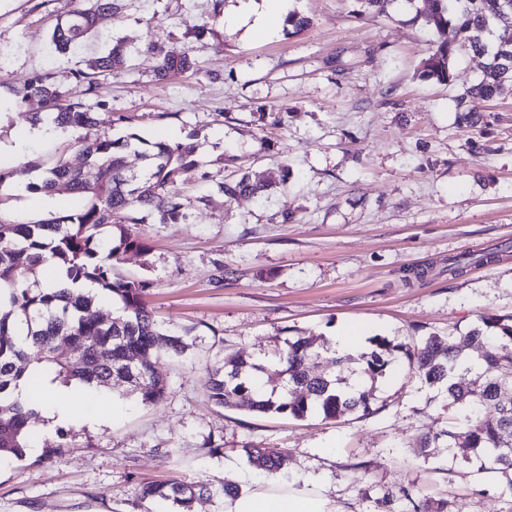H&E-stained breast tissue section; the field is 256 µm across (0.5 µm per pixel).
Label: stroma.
<instances>
[{"label": "stroma", "mask_w": 512, "mask_h": 512, "mask_svg": "<svg viewBox=\"0 0 512 512\" xmlns=\"http://www.w3.org/2000/svg\"><path fill=\"white\" fill-rule=\"evenodd\" d=\"M85 0H0V142L20 143L18 177L37 180L58 159L86 166L69 134L29 137L41 105L14 91L48 74L72 88L75 74L115 39L133 54L85 96L113 116L88 138L137 132L154 142L198 144L197 174L178 184L187 224H145L147 248L124 254L116 276L150 284L158 323L191 329L183 356L162 358L167 395L145 405L126 386L93 393L110 422L35 430L38 450L0 460V512H169L136 503L135 480L246 486L259 473L242 448L284 452L289 477H313L336 512H412L405 492L447 501L450 512H512L504 478L480 473L439 440L428 458L417 439L448 427L445 396L406 365L375 389L374 412L338 420L258 415L214 405L203 380L233 354L264 359L299 334L335 339L358 325L398 342L431 333L466 335L487 315L512 314V94L482 103L477 129L455 98L476 84L484 57L458 46L453 81L423 73L431 34L428 0L387 17L361 16L356 0H291L310 25L253 37L234 23L238 0H124L72 53L55 52L59 17ZM191 52L200 71L155 78L160 59ZM249 175L264 198L230 199L220 182ZM292 210L293 222L281 219ZM481 265L448 272L469 252ZM53 462L43 456L60 440Z\"/></svg>", "instance_id": "stroma-1"}]
</instances>
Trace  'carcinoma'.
<instances>
[{
  "label": "carcinoma",
  "mask_w": 512,
  "mask_h": 512,
  "mask_svg": "<svg viewBox=\"0 0 512 512\" xmlns=\"http://www.w3.org/2000/svg\"><path fill=\"white\" fill-rule=\"evenodd\" d=\"M363 12L388 16L400 0H357ZM423 23L434 36L423 74L440 83L451 82L453 42L448 30L478 55L489 56L478 83L457 96L456 107L466 126L479 122V104L512 92V0H431ZM120 8V0H91V6L72 11L55 25L51 43L59 53L77 46L97 26L101 16ZM128 50L117 40L77 72L82 95L97 85L99 77L126 63ZM193 55L165 56L157 74L165 78L197 70ZM20 102L36 98L43 112L30 116L32 124L42 114L53 116L62 131L75 134L100 123L99 113L83 103L81 95L48 75L32 78L18 93ZM85 161L97 171L90 184L83 173L60 159L46 171L31 193L67 190L76 201L69 209L52 211L35 222H23L2 208L0 198V458L21 457L34 447L33 420L38 411L16 392L23 378L43 376L63 386L81 382L90 389L112 381L129 385V394L154 405L167 394V385L156 371L164 354L181 356L190 347L189 331L158 324L144 297L150 283L114 276L121 255L146 249L139 229L155 224H187L190 213L176 185L181 176L198 168L196 146L182 142H155L141 152L148 160L139 174L127 168L126 157L146 141L136 132L88 140L75 138ZM219 189L233 198L262 196L266 185L246 176L222 182ZM165 194L167 205L153 211L156 198ZM119 230L113 237L112 228ZM42 265L62 273L64 282L43 283L37 276ZM117 299L118 316L89 318L86 311L98 300ZM361 355L362 373L370 386L348 385L346 378L311 373L308 364L322 356L339 366L344 358L321 336H294L275 346L267 361H247L227 356L208 370L204 387L209 399L222 407L232 398L247 402L250 411L272 416L305 418L318 415L336 420L351 413L372 414L376 382L397 363L405 362L422 383L447 393L452 418L443 436L448 447L459 448L467 461L476 460L483 472L505 475L512 492V315L488 317L466 336L431 333L409 344L385 336L369 339ZM482 348L472 360L466 350ZM40 352L32 365L28 349ZM491 404L496 415L482 418L479 410ZM249 464L266 475L282 473L285 455L273 448H242ZM238 486L196 485L173 479L167 483H140L137 499H162L178 512H191L203 494L219 500Z\"/></svg>",
  "instance_id": "cac0c4a2"
}]
</instances>
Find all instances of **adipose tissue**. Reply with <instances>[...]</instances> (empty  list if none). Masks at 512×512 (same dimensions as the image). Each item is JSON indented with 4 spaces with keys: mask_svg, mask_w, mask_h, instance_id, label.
I'll return each instance as SVG.
<instances>
[{
    "mask_svg": "<svg viewBox=\"0 0 512 512\" xmlns=\"http://www.w3.org/2000/svg\"><path fill=\"white\" fill-rule=\"evenodd\" d=\"M287 13V0H241L238 16L250 21L255 32L269 36L279 31ZM19 391L44 417L60 425L72 419L73 406L85 393L75 385L57 387L46 382L37 386L29 380L21 382ZM222 512H336V505L318 481L278 474L225 497Z\"/></svg>",
    "mask_w": 512,
    "mask_h": 512,
    "instance_id": "obj_1",
    "label": "adipose tissue"
}]
</instances>
